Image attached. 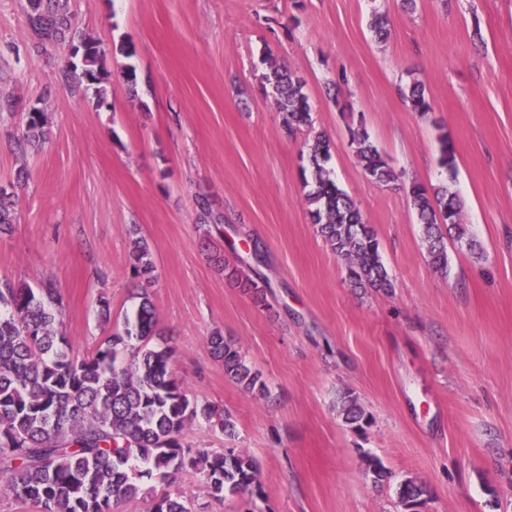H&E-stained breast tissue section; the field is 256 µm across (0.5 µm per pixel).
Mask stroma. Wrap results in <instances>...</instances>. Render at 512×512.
I'll return each mask as SVG.
<instances>
[{
  "label": "stroma",
  "mask_w": 512,
  "mask_h": 512,
  "mask_svg": "<svg viewBox=\"0 0 512 512\" xmlns=\"http://www.w3.org/2000/svg\"><path fill=\"white\" fill-rule=\"evenodd\" d=\"M68 3L107 52L105 103L66 50L34 49L26 0H0V188L17 213L0 234V280L53 281L79 358L150 294L177 377L236 422L231 438L194 422L184 441L246 452L260 468L255 498L216 500L199 474L179 475L194 512H404L408 478L428 489L421 512H512V0H416L412 11L403 0ZM376 11L390 21L383 41L369 29ZM119 42L134 56L115 53ZM268 55L303 80L328 167L373 228L391 291L353 288L312 224L307 131L285 128L263 80ZM415 80L424 115L404 100ZM37 102L49 139L22 155L14 138ZM359 128L399 182L365 175ZM444 134L452 173L439 162ZM413 182L461 201L477 249L449 242L447 273L429 260ZM202 196L221 227L199 223ZM135 234L153 282L132 274ZM253 240L263 264L248 257ZM218 254L260 295L230 281ZM216 331L240 346L266 394L225 377L207 345ZM347 393L368 415L364 429L343 419ZM366 452L384 481L366 475Z\"/></svg>",
  "instance_id": "35a3bbf8"
}]
</instances>
